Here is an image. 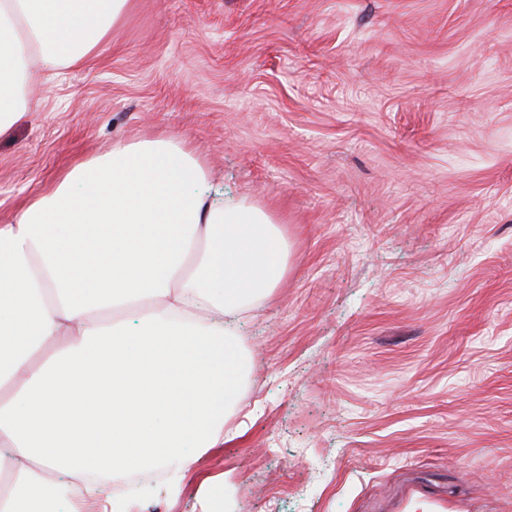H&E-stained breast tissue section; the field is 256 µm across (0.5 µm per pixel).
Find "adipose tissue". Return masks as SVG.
I'll use <instances>...</instances> for the list:
<instances>
[{"mask_svg": "<svg viewBox=\"0 0 512 512\" xmlns=\"http://www.w3.org/2000/svg\"><path fill=\"white\" fill-rule=\"evenodd\" d=\"M128 2L0 0V134L30 110L31 53L61 75ZM208 179L179 137L119 142L0 225V512H80L54 486L89 470L90 495L132 470L179 485L228 436L237 321L287 275L289 243Z\"/></svg>", "mask_w": 512, "mask_h": 512, "instance_id": "ef3b65f1", "label": "adipose tissue"}]
</instances>
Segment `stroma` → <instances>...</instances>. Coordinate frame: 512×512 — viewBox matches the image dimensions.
<instances>
[{
    "mask_svg": "<svg viewBox=\"0 0 512 512\" xmlns=\"http://www.w3.org/2000/svg\"><path fill=\"white\" fill-rule=\"evenodd\" d=\"M0 135V224L181 136L284 224L237 436L130 512H512V0H130Z\"/></svg>",
    "mask_w": 512,
    "mask_h": 512,
    "instance_id": "35a3bbf8",
    "label": "stroma"
}]
</instances>
